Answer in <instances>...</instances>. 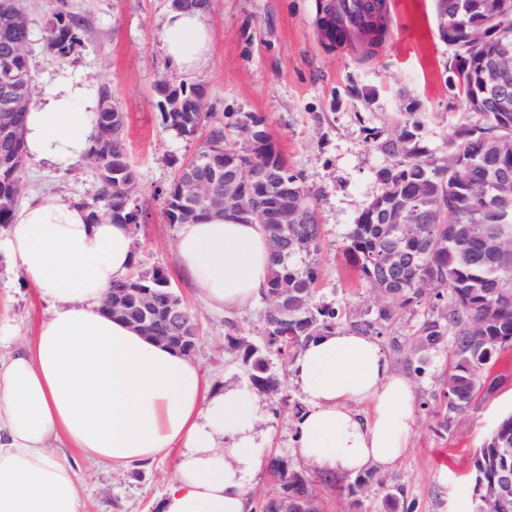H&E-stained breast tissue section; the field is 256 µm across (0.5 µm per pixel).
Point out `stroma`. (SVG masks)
<instances>
[{
  "label": "stroma",
  "mask_w": 512,
  "mask_h": 512,
  "mask_svg": "<svg viewBox=\"0 0 512 512\" xmlns=\"http://www.w3.org/2000/svg\"><path fill=\"white\" fill-rule=\"evenodd\" d=\"M86 21L83 45L68 62L44 47V18L49 0H24L30 29L29 61L37 85H45L61 67L92 88L107 86L126 114L128 159L137 176L136 195L143 209L133 270L165 269L174 292L192 313L197 327L193 354L214 384L251 389L249 371L224 341V313L193 291L174 252L176 225L167 222L161 189L174 176V161L191 157L202 136L181 138L164 130L158 76L201 87L213 112L231 122L251 113L265 125L288 159L319 191L323 248L318 257L317 295L343 315L376 311L382 301L360 287L342 254L343 237L359 212L381 191L378 169L391 159L367 137L393 135L416 103L425 122L422 142L443 155L448 136L465 120L448 89V60L453 51L439 37L433 0H390V27L378 54L360 61L348 45L326 47L318 37L319 0H211V59L197 73L183 74L163 56L159 32L172 0H66ZM93 164H25L20 202L52 196L92 199ZM47 305L37 288L5 272L0 261V325L11 338L0 353L13 352L19 337L34 335ZM289 363L272 362L280 393L262 395L264 415L257 428L266 442L264 459L285 458L291 469L310 479L321 512H385L382 492L353 495V478H324L297 447L296 410L302 397L291 383ZM486 386L471 408L441 430L431 410L419 408L416 433L394 468L380 470L388 489H403L414 512H478L467 476L478 448L499 421L512 414V350L487 366ZM165 456L146 466H120L83 460L78 491L82 512H158L160 497L175 471Z\"/></svg>",
  "instance_id": "35a3bbf8"
}]
</instances>
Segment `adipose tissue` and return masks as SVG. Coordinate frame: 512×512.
Segmentation results:
<instances>
[{
  "label": "adipose tissue",
  "instance_id": "adipose-tissue-1",
  "mask_svg": "<svg viewBox=\"0 0 512 512\" xmlns=\"http://www.w3.org/2000/svg\"><path fill=\"white\" fill-rule=\"evenodd\" d=\"M161 48L183 73L205 67V12L173 10ZM98 98L60 70L30 106L25 157L81 160ZM130 225L90 221L72 199L24 206L0 230V255L36 287L48 313L34 336L0 357V512H80V460L143 465L174 455L159 512H249L264 460L258 400L210 383L199 365L103 309L133 265ZM176 255L196 294L231 312L266 290L269 242L260 225L231 214L178 225ZM307 407L301 454L328 474L389 469L403 457L419 406L411 377L374 338L349 331L316 338L289 367ZM368 408L359 414L358 405Z\"/></svg>",
  "mask_w": 512,
  "mask_h": 512
}]
</instances>
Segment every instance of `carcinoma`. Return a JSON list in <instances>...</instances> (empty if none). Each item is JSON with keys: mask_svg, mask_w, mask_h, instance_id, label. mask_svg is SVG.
Returning <instances> with one entry per match:
<instances>
[{"mask_svg": "<svg viewBox=\"0 0 512 512\" xmlns=\"http://www.w3.org/2000/svg\"><path fill=\"white\" fill-rule=\"evenodd\" d=\"M342 0H325V16L319 18V35L334 43L336 20ZM352 18L351 37L365 47L363 58L377 54L384 28L381 0H358ZM435 17L453 20L452 30L459 43L455 62L448 68L463 75L462 87L453 91L460 109L472 121L456 128L448 137V167L433 163L421 145V120L409 111L397 134L379 139L372 132L377 149L392 163L381 168L376 178L381 192L361 210L344 237L343 254L356 272L361 285L376 290L380 278L390 276L399 282L390 294L381 295L386 306L377 317L342 320L340 310L317 300L319 278L317 257L322 250L317 193L307 179L288 168V162L267 132L264 119L245 113L233 123L211 116L204 91L192 84L162 77L156 82L160 96L162 124L183 137H193L201 126L206 135L196 156L181 162L164 192V210L170 224L202 221L213 211H193L180 198L181 184L190 175L210 176L211 169L196 157L212 144L224 147L215 159L228 171L245 169L254 176L252 192L264 206L261 227L271 239L285 233L274 223L278 209L300 203L309 208L311 221L298 224L295 234L306 241L302 252H272V268L265 295L274 304L265 310L261 339L252 342L240 335V326L227 321L224 336L227 347L236 352L250 371L258 391L274 395L280 382L271 372L273 357L297 353L311 339L339 328L367 335H384L397 313L408 307L421 309V319L412 334L409 367L420 375L430 357L448 351V371L442 381L438 424L450 428L456 415L467 411L483 388L481 373L505 351L512 349V263L497 261L483 244L466 236L469 220L483 221L481 229L499 243L512 244V200L495 195L494 174H512V150L499 151L495 145L512 143V112L494 109V92L482 91V66L493 60V44L467 39L475 27L488 32L506 27L512 30V0H435ZM84 19L55 0L44 25L45 47L60 61L68 60L83 44ZM31 30L20 0H0V70L31 71L28 55L21 47L29 43ZM97 130L88 157L96 169V192L83 202L91 219L105 213L137 229L141 211L128 202L126 189L135 187L136 173L127 160L124 142L125 113L112 99L111 92L98 90ZM33 88L16 112L0 115V227L12 222L17 211L22 169L17 164L4 167L7 155L25 158L23 129ZM415 202L424 211L439 216L437 224H420L412 236H404L387 221L388 215ZM397 248L415 260L397 272L387 274L379 259L389 248ZM148 290L154 294L152 315L144 317L139 298ZM184 309L172 291L167 272L156 268L137 274L112 286V315L130 323L146 321L147 336H179L184 343H196L195 323L190 313L182 317L173 310ZM281 479L288 498V512H318L309 494L304 475L289 469L288 462L273 458L269 463ZM512 469V416L499 422L473 458L472 495L481 502L480 512H512V498L502 503L498 473ZM381 485L369 471L349 485L357 494Z\"/></svg>", "mask_w": 512, "mask_h": 512, "instance_id": "cac0c4a2", "label": "carcinoma"}]
</instances>
